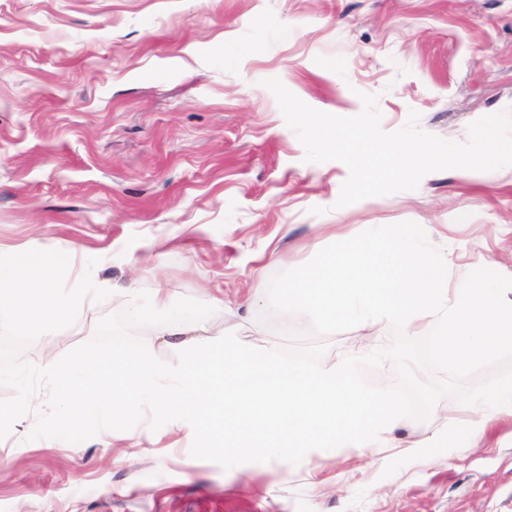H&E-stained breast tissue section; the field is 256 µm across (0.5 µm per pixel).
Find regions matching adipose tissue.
I'll return each instance as SVG.
<instances>
[{
	"label": "adipose tissue",
	"mask_w": 512,
	"mask_h": 512,
	"mask_svg": "<svg viewBox=\"0 0 512 512\" xmlns=\"http://www.w3.org/2000/svg\"><path fill=\"white\" fill-rule=\"evenodd\" d=\"M128 311L136 321L153 318L161 338L180 339L183 396L164 405L178 426L241 458L302 461L315 485L321 449L391 451L428 461L436 450L475 442L500 413L512 414V379L493 377L477 399L448 409L421 439L399 441L393 432L408 424V415L395 396L378 395L357 379L359 362L379 354L372 338L363 339L356 352L316 366L288 360L272 346L243 347L231 326L182 339L187 319L163 288L155 290L150 309L132 305ZM43 367L54 382L56 421L68 429L97 411L107 420L129 416L141 397L155 393L160 374L146 352L109 362L93 351L66 362L48 356Z\"/></svg>",
	"instance_id": "ef3b65f1"
}]
</instances>
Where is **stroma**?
<instances>
[{
  "instance_id": "obj_1",
  "label": "stroma",
  "mask_w": 512,
  "mask_h": 512,
  "mask_svg": "<svg viewBox=\"0 0 512 512\" xmlns=\"http://www.w3.org/2000/svg\"><path fill=\"white\" fill-rule=\"evenodd\" d=\"M270 78L342 117L377 95L384 131L415 111L463 143L512 110V0H0V248L63 251L73 273L96 259L113 290L21 361L148 351L177 400L179 354L119 307L127 288L145 308L167 289L192 337L238 323L245 343L312 365L355 350L363 327L316 339L308 318L248 303L330 245L331 224L412 221L442 251L512 270V165L337 207L347 167L306 161ZM33 408L0 440V512H512L508 414L430 461L323 449L315 491L299 462L247 463L169 424L32 440Z\"/></svg>"
}]
</instances>
